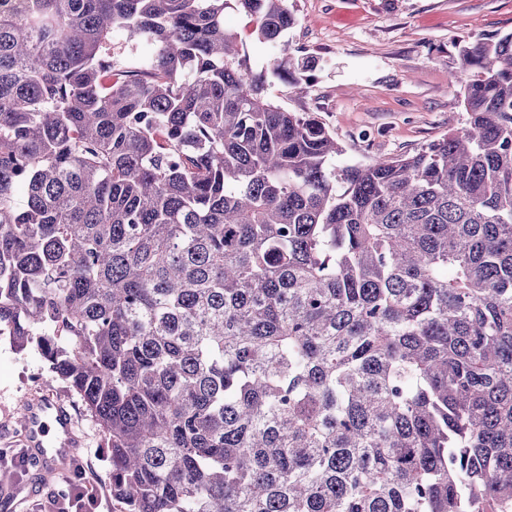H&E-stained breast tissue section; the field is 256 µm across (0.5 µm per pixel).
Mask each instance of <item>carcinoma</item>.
I'll list each match as a JSON object with an SVG mask.
<instances>
[{
    "label": "carcinoma",
    "mask_w": 512,
    "mask_h": 512,
    "mask_svg": "<svg viewBox=\"0 0 512 512\" xmlns=\"http://www.w3.org/2000/svg\"><path fill=\"white\" fill-rule=\"evenodd\" d=\"M228 8L302 92L288 0H0V336L121 512H512V32L459 48L463 127L361 165ZM143 46L137 41L129 40L125 33L112 35V53L120 62L129 63L142 55Z\"/></svg>",
    "instance_id": "1"
}]
</instances>
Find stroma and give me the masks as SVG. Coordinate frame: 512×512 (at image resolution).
<instances>
[{
  "mask_svg": "<svg viewBox=\"0 0 512 512\" xmlns=\"http://www.w3.org/2000/svg\"><path fill=\"white\" fill-rule=\"evenodd\" d=\"M297 17L289 40L313 64L305 93L289 94L269 74L267 92L290 112L312 113L345 148L344 161L366 164L414 151L461 128L459 86L449 84L458 44L512 31V0H289ZM37 350L15 351L0 338V512H40L50 496L72 494L75 470L98 488L95 512H118L101 435L61 381L45 384ZM51 397L69 414L77 444L67 458L24 468L28 404Z\"/></svg>",
  "mask_w": 512,
  "mask_h": 512,
  "instance_id": "1",
  "label": "stroma"
}]
</instances>
